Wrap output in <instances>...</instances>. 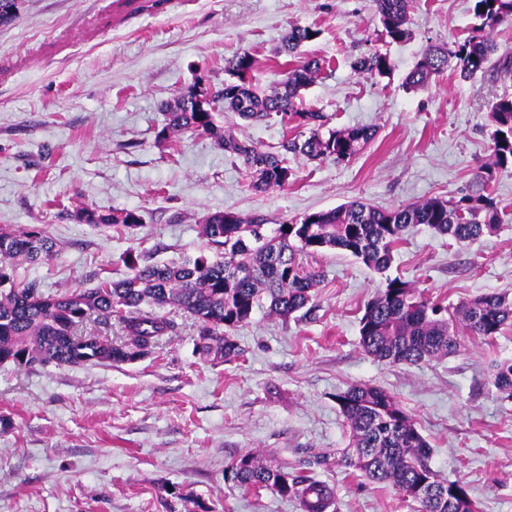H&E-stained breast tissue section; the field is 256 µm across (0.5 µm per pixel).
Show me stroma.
Segmentation results:
<instances>
[{
    "mask_svg": "<svg viewBox=\"0 0 512 512\" xmlns=\"http://www.w3.org/2000/svg\"><path fill=\"white\" fill-rule=\"evenodd\" d=\"M472 0H414L411 37L389 42L372 0H164L138 10L114 0H23L0 26V227H37L56 255L19 263L16 281L60 295L126 276L128 253L159 263L204 251L201 225L230 210L275 224L359 200L393 208L465 193L490 155L485 100L512 94V77L452 71L425 89L404 78L431 45L467 36ZM321 34L302 45L322 70L303 92L330 128L372 126L351 161L289 157L280 190L253 191L241 163L210 139L187 134L177 149L156 143L162 106L202 82L222 88L224 61L254 54L253 85L282 74L271 60L290 26ZM390 74L355 73L371 50ZM225 125L266 150L281 142L278 119ZM496 234L461 246L418 228L394 252L387 275L425 296L458 304L486 293L512 297V174L495 182ZM135 209L140 227L80 222L76 211ZM322 276L309 313L282 319L256 311L221 362L196 348L192 318L154 351L122 364L28 368L0 364V512H300L270 490L225 481L240 456L256 453L288 470L312 455L341 457L348 430L334 396L377 386L412 418L440 478L468 483L482 512H512V402L491 384L494 363L512 359V328L494 340L465 338L454 355L390 365L359 344V319L382 275L339 250L308 256ZM335 512H413L391 487L343 465L318 468Z\"/></svg>",
    "mask_w": 512,
    "mask_h": 512,
    "instance_id": "stroma-1",
    "label": "stroma"
}]
</instances>
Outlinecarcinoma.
<instances>
[{
	"mask_svg": "<svg viewBox=\"0 0 512 512\" xmlns=\"http://www.w3.org/2000/svg\"><path fill=\"white\" fill-rule=\"evenodd\" d=\"M373 3L391 42L406 41L412 0ZM21 6L22 0H0V25L15 21ZM473 14L476 24L468 36L451 46L427 47L407 75L406 85L428 88L432 77L448 70L451 62L465 79L490 67L505 78L512 76L511 51L492 61L499 51L495 33L504 24L512 25V0H474ZM319 34L310 26L290 27L278 55L297 54L302 44ZM255 63L250 52L237 53L224 60V72L231 80L223 88L210 93L194 85L167 103L166 123L157 142L172 148L188 132L207 137L229 157L242 161L249 187L264 193L288 185L293 176L289 154L344 162L373 139L375 130L369 127L330 129L324 134L325 116L299 107L302 91L321 70L319 61L282 63L284 78L268 92L256 89L248 78ZM353 69L360 75L384 76L392 64L388 54L372 50L356 59ZM486 107L493 126L491 161L458 198L430 197L389 209L353 201L272 227L235 212H216L202 224V236L214 254L202 252L171 263L130 257L124 278H101L91 288L61 295H46L37 283H17L13 277L16 261L48 260L56 243L39 229L0 227V364L132 361L174 331V323L156 313L166 306L194 319L201 353L215 360L237 356L233 333L249 322L255 310L265 308L286 319L311 302L320 275L303 264V257L326 250H341L384 276L382 288L368 300L359 320L360 346L377 361L418 364L457 353L466 336L500 335L512 327V301L506 296L482 295L453 307L423 296L408 281L386 275L393 251L419 226L461 245L499 229L493 185L501 174H512V96L496 95ZM223 112H235L246 120L278 117L285 126L307 127L309 132L285 137L277 147L263 151L224 126L219 121ZM77 219L130 229L142 224L135 210L103 214L83 207ZM93 315L103 324L118 320L123 329L120 341L83 333L84 323ZM492 385L501 399L512 400V360L496 366ZM335 399L349 427L346 466L375 484L392 487L403 499L418 503L421 512H481L466 483L439 479L429 464V442L392 396L374 386L355 385L336 393ZM225 480L294 499L300 512H328L333 505L331 490L311 475L267 464L253 453L237 459L225 471ZM422 484L434 488L435 494L417 497L414 491Z\"/></svg>",
	"mask_w": 512,
	"mask_h": 512,
	"instance_id": "1",
	"label": "carcinoma"
}]
</instances>
